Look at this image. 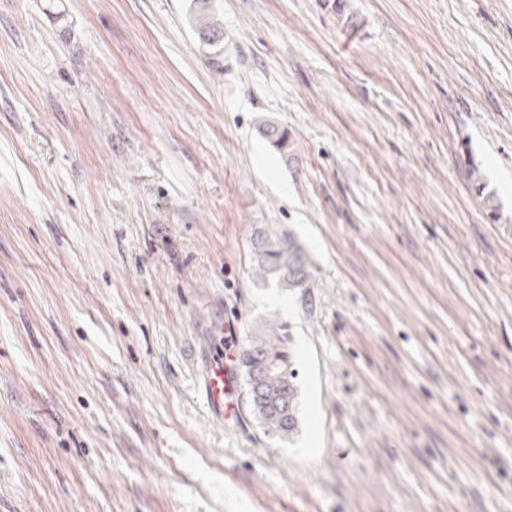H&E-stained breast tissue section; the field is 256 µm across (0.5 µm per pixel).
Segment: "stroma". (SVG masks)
Listing matches in <instances>:
<instances>
[{
  "mask_svg": "<svg viewBox=\"0 0 512 512\" xmlns=\"http://www.w3.org/2000/svg\"><path fill=\"white\" fill-rule=\"evenodd\" d=\"M189 5L0 0V512H512V0ZM267 322L287 440L203 392ZM211 0H194L191 17L194 32L201 43L207 47L220 48L224 44V27L217 20ZM253 269L261 280L275 278L282 288H303L309 277L307 258L291 239H261L256 244Z\"/></svg>",
  "mask_w": 512,
  "mask_h": 512,
  "instance_id": "35a3bbf8",
  "label": "stroma"
}]
</instances>
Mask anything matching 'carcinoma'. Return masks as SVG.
<instances>
[{"label":"carcinoma","instance_id":"1","mask_svg":"<svg viewBox=\"0 0 512 512\" xmlns=\"http://www.w3.org/2000/svg\"><path fill=\"white\" fill-rule=\"evenodd\" d=\"M191 20L201 43L207 47L223 46L224 27L217 20L211 0H194ZM260 131L277 150L289 148L287 131L276 123L266 121ZM253 269L259 279L274 278L286 289L303 287L309 277L307 258L291 240L259 241ZM240 360L250 404L265 431L289 438L298 427V390L287 326L268 323L246 337Z\"/></svg>","mask_w":512,"mask_h":512}]
</instances>
